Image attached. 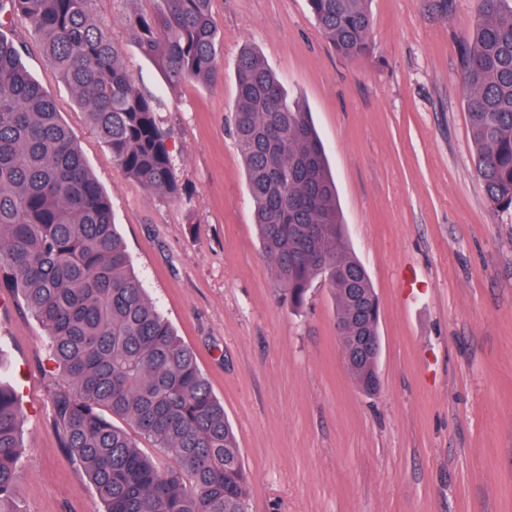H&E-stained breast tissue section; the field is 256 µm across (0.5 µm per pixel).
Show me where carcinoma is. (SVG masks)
<instances>
[{"label":"carcinoma","mask_w":512,"mask_h":512,"mask_svg":"<svg viewBox=\"0 0 512 512\" xmlns=\"http://www.w3.org/2000/svg\"><path fill=\"white\" fill-rule=\"evenodd\" d=\"M125 16L126 39L167 83L220 77L221 39L211 0H156ZM371 0H308L336 53L369 57ZM96 0H0L23 18L45 61L87 112L125 174L180 197L158 99L144 93L99 18ZM26 45L0 34V272L44 327L72 390L57 394L62 447L79 462L103 512H247L250 479L224 405L194 352L148 298L112 222V206L57 112L25 69ZM474 166L490 206L512 209V0H478L463 56ZM234 135L245 165L259 245L293 310L316 280L358 335H378L370 276L351 250L336 184L309 117L281 81L245 49L236 70ZM379 354L350 372L372 394ZM125 419L133 431L118 426ZM23 415L0 360V512H18ZM150 440L160 465L139 447Z\"/></svg>","instance_id":"carcinoma-1"}]
</instances>
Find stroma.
<instances>
[{
  "label": "stroma",
  "instance_id": "stroma-1",
  "mask_svg": "<svg viewBox=\"0 0 512 512\" xmlns=\"http://www.w3.org/2000/svg\"><path fill=\"white\" fill-rule=\"evenodd\" d=\"M154 8L95 5L128 73L162 101L179 201L114 164L21 18L0 33L26 43L22 62L110 199L134 272L223 402L248 512H512V210H491L472 163L462 52L477 0H373L374 53L357 63L333 51L308 0H212L224 72L213 85L167 84L127 42L124 14ZM246 47L325 147L379 299L375 394L343 363L330 288L315 283L292 311L260 251L230 131ZM0 355L25 416L20 512H102L54 424L67 382L1 275Z\"/></svg>",
  "mask_w": 512,
  "mask_h": 512
}]
</instances>
